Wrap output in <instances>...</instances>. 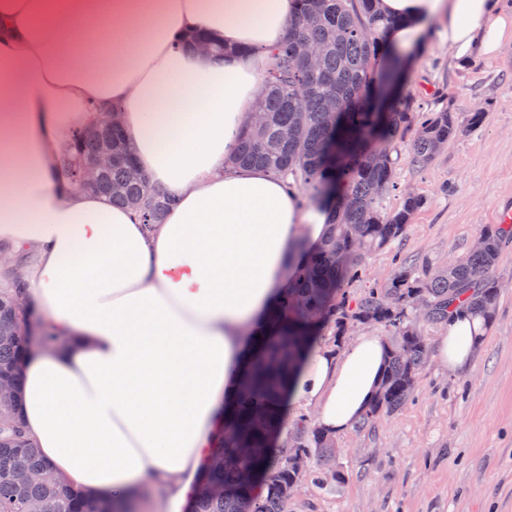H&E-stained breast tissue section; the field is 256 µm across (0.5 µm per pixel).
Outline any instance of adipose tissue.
Returning <instances> with one entry per match:
<instances>
[{"mask_svg": "<svg viewBox=\"0 0 512 512\" xmlns=\"http://www.w3.org/2000/svg\"><path fill=\"white\" fill-rule=\"evenodd\" d=\"M389 48L432 42L457 66L512 43L506 0H375ZM297 0H0V242L32 254L27 298L64 339L30 357L27 438L66 484L183 512L272 317L323 242L335 195L306 203L238 138ZM224 40L217 57L188 37ZM114 113L139 170L173 197L162 223L80 188L68 147ZM484 324L452 309L438 358L470 363ZM387 358L358 336L310 346L282 400L337 434L359 421Z\"/></svg>", "mask_w": 512, "mask_h": 512, "instance_id": "ef3b65f1", "label": "adipose tissue"}]
</instances>
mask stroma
I'll return each mask as SVG.
<instances>
[{
  "mask_svg": "<svg viewBox=\"0 0 512 512\" xmlns=\"http://www.w3.org/2000/svg\"><path fill=\"white\" fill-rule=\"evenodd\" d=\"M402 88L422 111L456 113L460 130L422 169L411 167L407 141L394 145L399 188L428 203L399 244L368 257L353 295L387 280L401 260L465 256L512 207V45L459 68L447 45L431 43ZM495 278L498 299L474 362L452 371L428 358L403 408L371 432L337 434L333 479L305 481L293 512H512V244Z\"/></svg>",
  "mask_w": 512,
  "mask_h": 512,
  "instance_id": "1",
  "label": "stroma"
}]
</instances>
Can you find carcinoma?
Returning a JSON list of instances; mask_svg holds the SVG:
<instances>
[{"label": "carcinoma", "mask_w": 512, "mask_h": 512, "mask_svg": "<svg viewBox=\"0 0 512 512\" xmlns=\"http://www.w3.org/2000/svg\"><path fill=\"white\" fill-rule=\"evenodd\" d=\"M349 2L299 0L294 30L273 51L274 64L254 109V123L239 144L237 161L244 166L298 175L319 196L338 187L342 195L328 237L288 289L274 322L275 334L259 339L261 356L251 368L249 389L239 390L236 408L224 415L219 446L211 449L202 475L214 491L192 498L188 512H244L249 500L255 512H290L279 485L306 480L312 469H295L287 463L288 455L300 452L325 461L335 454L332 437L303 415L284 419L275 404L301 352L325 328L334 327L337 342L355 323L377 324L391 333L378 391L355 425L364 431L413 397L429 354L424 325L444 323L457 303L486 323L493 317L495 266L502 245L512 240L509 224L483 229L478 244L457 261L404 262L386 283L357 297L348 291L365 270L368 255L401 241L425 204L423 197L407 191L396 209L382 207L397 187L396 162L387 146L416 128L408 150L411 167L419 169L459 132L453 113L426 115L408 94L390 95L384 111H376L370 95L371 63L393 21L376 12L374 0H362V16ZM297 38L319 49L316 69L297 65ZM87 187L138 209L151 224L160 223L168 209L167 202L148 190L118 126L112 128V168L87 176ZM0 279L5 288L0 293V381L15 391L34 348H55L61 338L42 325L30 332V311L13 305L15 296L25 292V282L15 279L8 267L0 270ZM0 409L13 415L0 424V512H133L128 504L86 495L56 478L29 446L16 416V395L0 400ZM241 448L258 452L242 457ZM224 457L227 465H211ZM243 466L257 471L262 482L242 486Z\"/></svg>", "instance_id": "cac0c4a2"}]
</instances>
